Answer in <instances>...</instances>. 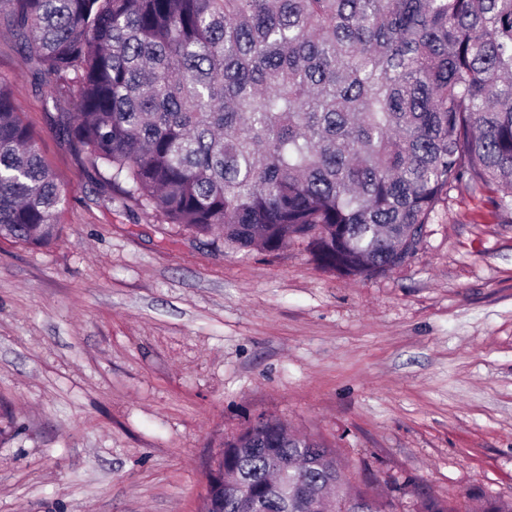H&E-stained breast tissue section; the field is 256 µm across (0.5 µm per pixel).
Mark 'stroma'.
<instances>
[{"mask_svg":"<svg viewBox=\"0 0 512 512\" xmlns=\"http://www.w3.org/2000/svg\"><path fill=\"white\" fill-rule=\"evenodd\" d=\"M0 78L64 186L0 240V512H200L225 438L282 419L398 512L512 498V210L460 186L413 258L321 269L122 213L0 29Z\"/></svg>","mask_w":512,"mask_h":512,"instance_id":"stroma-1","label":"stroma"}]
</instances>
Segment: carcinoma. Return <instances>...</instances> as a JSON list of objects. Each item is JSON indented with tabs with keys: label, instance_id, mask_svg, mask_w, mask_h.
Returning a JSON list of instances; mask_svg holds the SVG:
<instances>
[{
	"label": "carcinoma",
	"instance_id": "1",
	"mask_svg": "<svg viewBox=\"0 0 512 512\" xmlns=\"http://www.w3.org/2000/svg\"><path fill=\"white\" fill-rule=\"evenodd\" d=\"M2 26L119 207L234 251L298 241L326 270L382 274L460 185L512 208V0H0ZM62 203L0 79V239L51 244ZM214 465L204 512H395L277 419Z\"/></svg>",
	"mask_w": 512,
	"mask_h": 512
}]
</instances>
